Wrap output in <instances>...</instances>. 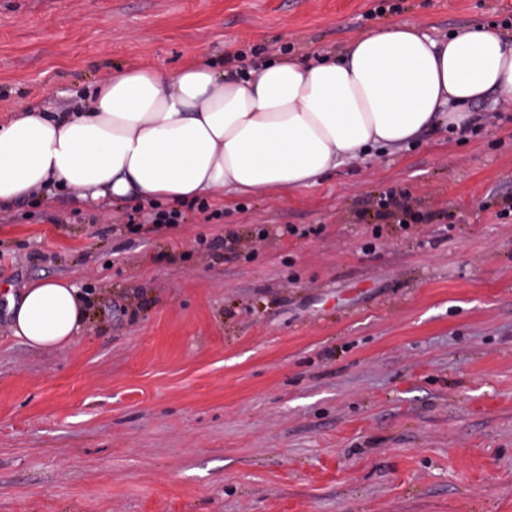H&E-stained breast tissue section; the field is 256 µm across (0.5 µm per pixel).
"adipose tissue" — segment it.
I'll use <instances>...</instances> for the list:
<instances>
[{
	"instance_id": "ef3b65f1",
	"label": "adipose tissue",
	"mask_w": 512,
	"mask_h": 512,
	"mask_svg": "<svg viewBox=\"0 0 512 512\" xmlns=\"http://www.w3.org/2000/svg\"><path fill=\"white\" fill-rule=\"evenodd\" d=\"M493 95L512 103V38L488 25L442 39L384 26L338 59L284 56L249 77L196 56L173 73L119 69L72 111L24 110L0 127V206L52 187L89 204L167 205L302 187L426 129L465 128L479 119L472 105ZM7 298L17 339L76 341L84 310L73 283L39 280Z\"/></svg>"
}]
</instances>
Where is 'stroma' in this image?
Segmentation results:
<instances>
[{
    "label": "stroma",
    "instance_id": "stroma-1",
    "mask_svg": "<svg viewBox=\"0 0 512 512\" xmlns=\"http://www.w3.org/2000/svg\"><path fill=\"white\" fill-rule=\"evenodd\" d=\"M0 0V125L225 45L251 69L512 0ZM157 229L69 192L0 207V512H512V106ZM405 224L378 216L386 191ZM131 216L138 231L123 222ZM74 282L68 349L4 289Z\"/></svg>",
    "mask_w": 512,
    "mask_h": 512
}]
</instances>
